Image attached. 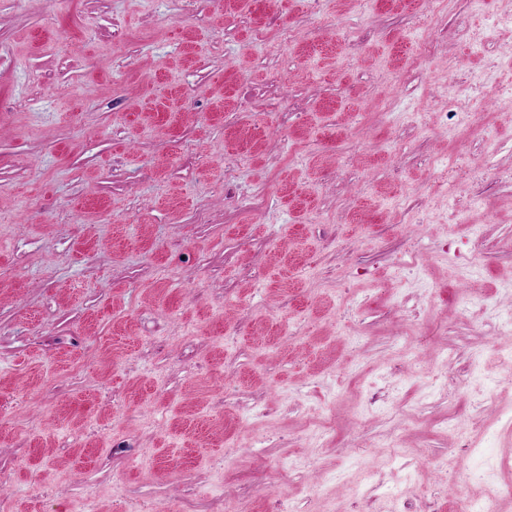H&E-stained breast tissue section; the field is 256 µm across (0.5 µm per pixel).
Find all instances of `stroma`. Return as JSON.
Listing matches in <instances>:
<instances>
[{
  "mask_svg": "<svg viewBox=\"0 0 512 512\" xmlns=\"http://www.w3.org/2000/svg\"><path fill=\"white\" fill-rule=\"evenodd\" d=\"M510 85L512 0H0V500L498 498Z\"/></svg>",
  "mask_w": 512,
  "mask_h": 512,
  "instance_id": "stroma-1",
  "label": "stroma"
}]
</instances>
